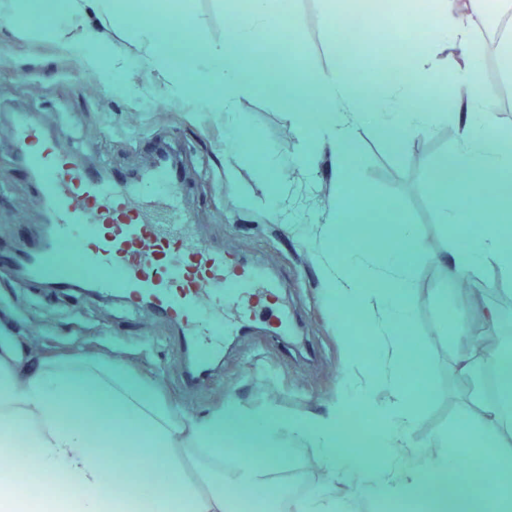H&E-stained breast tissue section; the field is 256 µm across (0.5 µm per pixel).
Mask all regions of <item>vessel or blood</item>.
Returning <instances> with one entry per match:
<instances>
[{
    "mask_svg": "<svg viewBox=\"0 0 512 512\" xmlns=\"http://www.w3.org/2000/svg\"><path fill=\"white\" fill-rule=\"evenodd\" d=\"M12 144L47 207L34 243L0 253L20 285L60 292L83 283L97 297L149 302L177 323L197 362L219 356L224 340L257 321L261 300L280 288L257 265L204 243L181 198L180 174L157 161L135 182L104 178L79 156L47 141L16 113ZM0 479L31 495L40 471L0 464Z\"/></svg>",
    "mask_w": 512,
    "mask_h": 512,
    "instance_id": "1",
    "label": "vessel or blood"
}]
</instances>
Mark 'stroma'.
<instances>
[{"instance_id":"1","label":"stroma","mask_w":512,"mask_h":512,"mask_svg":"<svg viewBox=\"0 0 512 512\" xmlns=\"http://www.w3.org/2000/svg\"><path fill=\"white\" fill-rule=\"evenodd\" d=\"M287 11L297 20L293 38L304 51L305 64L312 68L335 65V49L324 38L318 0H288ZM497 17L493 11L477 22V43L470 56L486 87L504 81L497 41L487 35ZM141 74V60L130 57L122 73L125 92H103L95 81L79 79L75 62L53 45L0 22V248L35 238L42 216V203L12 147L14 113H30L45 134L56 137L63 151L80 154L89 166L109 176H137L164 148L181 165L186 203L201 238L285 281L278 306L263 308L262 313L268 316L286 309L289 335L279 339L256 328L226 343L207 377L191 386L185 380L177 328L140 305L79 293H35L0 274V326L25 337L38 350L81 346L121 354L153 371L177 402L196 415L207 413L227 395L245 404L271 395L286 412H322L339 389L348 351L321 309L322 284L313 252L266 216L263 183L251 162L229 146L230 137L243 129L270 156L294 158L302 141L285 113L281 94L254 92L242 101L234 122L224 125L214 122L202 106L170 105L137 91ZM456 127L455 114L440 109L428 131L400 153L391 150L379 125L362 129L359 179L353 193L379 234L389 236L400 221L411 225L439 256L466 247L464 238L453 236L447 225L439 223L426 186L436 160L456 147ZM230 166L237 169L248 196L230 193L224 181ZM320 177L318 189L301 177L290 186V212L297 219H308L327 208L334 180L330 159L322 160ZM395 199L401 203L396 212L388 207ZM413 276L414 332L433 358L429 380L433 396L421 405L411 431L413 442L423 445L435 434L452 432L462 418H477L481 401L456 371V326L443 314L445 309H456L458 300L452 296L444 302L435 294L446 279L444 267L419 255ZM314 457L313 449L301 448L284 467L290 500H300L317 488L321 470Z\"/></svg>"}]
</instances>
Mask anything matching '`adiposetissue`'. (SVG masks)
<instances>
[{
	"instance_id": "1",
	"label": "adipose tissue",
	"mask_w": 512,
	"mask_h": 512,
	"mask_svg": "<svg viewBox=\"0 0 512 512\" xmlns=\"http://www.w3.org/2000/svg\"><path fill=\"white\" fill-rule=\"evenodd\" d=\"M193 0H0V16L51 35L56 48L74 58L82 73L117 89L123 52L112 43L113 28H133L151 87L169 103L198 102L215 115L232 117L243 98L263 87L287 88L289 116L306 146L292 164L259 155L256 174L265 187V211L287 232L305 236L288 211V177L318 180L324 154H331L335 182L326 223L347 230L362 218L349 207L356 178L359 130L375 114L390 133L393 151H404L422 132L428 110L409 107L408 91L441 84L457 112V148L432 168L428 185L440 223L467 239L453 254L448 276L459 281L485 265L512 280V149L475 133L469 115L481 84L470 68L452 70L449 55L467 57L474 47L472 19L487 0H441V16L454 35L388 83V100L360 105L338 68L305 67L300 48L281 68L263 65L257 49L270 33L291 27L268 0H250L234 12L223 40L209 38L198 24ZM484 196L487 210L507 222L475 224L457 206L463 196ZM371 243L355 248L353 264L337 262L334 250L313 246L329 313L362 321L383 344L385 367L345 374L343 388L324 411L289 414L266 400L247 405L228 397L206 414L184 411L149 370L120 357L79 351L36 354L19 337L0 333V458L18 446L34 449L48 488L19 501L0 482V512H236L241 498L257 512H359L360 503L384 512H512V342L491 348L499 368V393L487 402L480 423L462 420L454 435L432 437L426 446L410 441L432 361L412 348L413 272L410 255L425 244L408 225L391 242L365 228ZM413 373L414 390L404 376ZM367 423L360 433L349 418ZM376 452L362 454L365 442ZM237 448L254 456L244 464L224 458ZM296 448H312L323 470L308 498L289 504L281 480L282 461ZM348 494L336 499L332 487Z\"/></svg>"
}]
</instances>
